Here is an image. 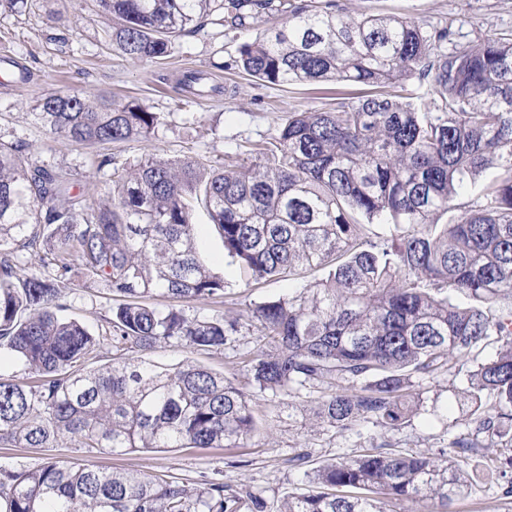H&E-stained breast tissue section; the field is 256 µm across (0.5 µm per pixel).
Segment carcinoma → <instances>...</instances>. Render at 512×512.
I'll return each instance as SVG.
<instances>
[{"mask_svg":"<svg viewBox=\"0 0 512 512\" xmlns=\"http://www.w3.org/2000/svg\"><path fill=\"white\" fill-rule=\"evenodd\" d=\"M112 50L161 59L188 26L221 15L251 28L274 0H99ZM271 85L336 86V107L292 112L260 144L258 162L94 160L112 200L89 202L83 173L33 160L0 138V444L121 454L138 448H237L256 431L254 395L293 404L314 389L316 425L397 431L420 410L413 380L462 376L465 432L448 456L370 448L314 470L320 487L279 512H382L384 498L457 499L489 461L512 449V31L463 40L453 25L406 15H350L333 0L288 4V25L238 47L225 65ZM347 85L366 88L355 101ZM386 87L399 89L390 94ZM32 116L51 139L107 146L148 138L160 116L131 101L54 90ZM204 186L198 196V186ZM207 210L231 263L254 281L299 269L326 276L232 319L190 315L181 302L224 297L228 282L197 256L192 214ZM382 226V231L373 226ZM37 249L51 272H29ZM101 284L117 297L104 333L65 319L66 290ZM163 297L159 307L147 303ZM258 327L268 347L237 348L245 384L192 360L162 368V346L221 352ZM495 356L474 364L480 346ZM112 344V362L87 364ZM266 502L213 478L107 472L86 460L0 466V512H265Z\"/></svg>","mask_w":512,"mask_h":512,"instance_id":"carcinoma-1","label":"carcinoma"}]
</instances>
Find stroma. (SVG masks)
Listing matches in <instances>:
<instances>
[{
    "label": "stroma",
    "instance_id": "1",
    "mask_svg": "<svg viewBox=\"0 0 512 512\" xmlns=\"http://www.w3.org/2000/svg\"><path fill=\"white\" fill-rule=\"evenodd\" d=\"M335 3L353 15L408 14L429 24L450 23L471 39L512 30V0ZM287 22V12H276L267 17L263 27L233 33L210 19L201 31L182 33L171 56L145 62L113 52L107 45L112 17L97 0H37L33 11L23 15L0 10V56H8L29 71L26 81H0V138L23 139L32 158L40 159L50 152L58 162L76 164L83 172H91L97 147L75 146L63 139L47 144L31 116L32 105L43 93L75 88L97 98H134L160 114L161 122L149 139L113 145L112 152L120 162L133 165L152 154L169 159L196 155L216 168L230 163L252 165L253 146L275 135L289 113L319 112L336 105L333 98L306 85H263L244 73L225 69V62L236 56L241 43ZM188 70L206 71L222 86V93L204 98L185 95L178 82ZM193 221L201 258L214 272L224 275L228 286L223 298L187 302L188 314L233 318L323 276L319 270H303L291 282L249 280L230 266L224 243L203 207L195 208ZM66 304V317L83 322L98 335L105 328L104 318L110 313L113 299L108 289L77 284L69 289ZM188 357L217 372L228 375L234 371L235 357L229 348L221 353L188 355L181 348L168 346L148 354L149 360L159 366L174 365ZM462 388L461 381L446 372L416 380L414 391L423 408L394 432L369 424L356 432L323 429L313 422L311 403L304 401L288 408L278 398L262 394L256 399L257 431L241 448H152L112 455L86 452L63 437L51 448L2 443L0 465L35 467L50 458H85L105 470L165 474L190 485L220 476L234 490L261 495L267 512H278L284 497L302 491L306 472L359 455L365 449L383 445L399 451L446 455L452 439L448 421L459 414ZM299 455L305 462L297 467L292 460ZM500 482L496 470L474 479L456 503L457 512H512V499L500 496Z\"/></svg>",
    "mask_w": 512,
    "mask_h": 512
}]
</instances>
